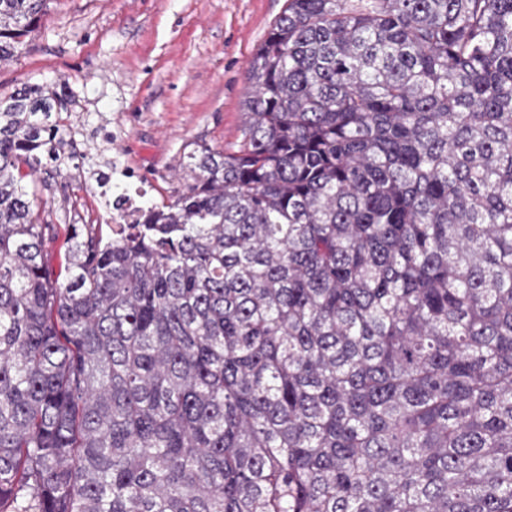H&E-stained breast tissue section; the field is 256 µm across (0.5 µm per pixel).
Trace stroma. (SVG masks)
I'll use <instances>...</instances> for the list:
<instances>
[{
    "instance_id": "35a3bbf8",
    "label": "stroma",
    "mask_w": 512,
    "mask_h": 512,
    "mask_svg": "<svg viewBox=\"0 0 512 512\" xmlns=\"http://www.w3.org/2000/svg\"><path fill=\"white\" fill-rule=\"evenodd\" d=\"M287 0H51L28 46L0 61V97L34 83L69 92L55 119L62 171L42 164L30 190L52 224L112 221L123 180L141 203L168 200L179 160L198 142L232 151L243 139L246 68Z\"/></svg>"
}]
</instances>
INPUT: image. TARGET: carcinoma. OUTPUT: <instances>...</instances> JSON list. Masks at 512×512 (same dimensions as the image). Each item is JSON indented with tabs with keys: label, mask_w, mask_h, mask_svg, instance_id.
<instances>
[{
	"label": "carcinoma",
	"mask_w": 512,
	"mask_h": 512,
	"mask_svg": "<svg viewBox=\"0 0 512 512\" xmlns=\"http://www.w3.org/2000/svg\"><path fill=\"white\" fill-rule=\"evenodd\" d=\"M246 76L63 279V99L0 97V512H512V0H288Z\"/></svg>",
	"instance_id": "cac0c4a2"
}]
</instances>
